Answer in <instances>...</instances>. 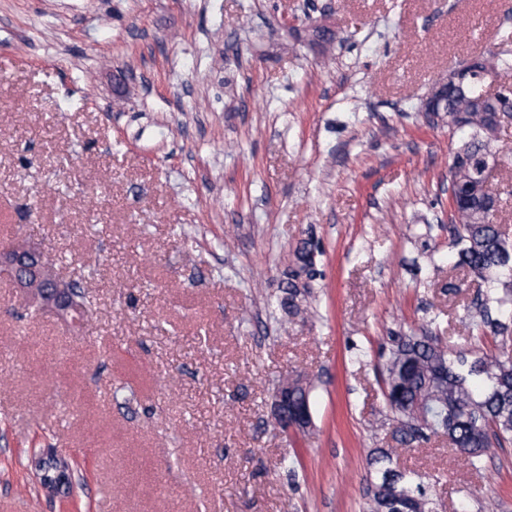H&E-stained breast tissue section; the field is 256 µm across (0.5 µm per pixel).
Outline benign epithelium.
<instances>
[{
  "instance_id": "benign-epithelium-1",
  "label": "benign epithelium",
  "mask_w": 512,
  "mask_h": 512,
  "mask_svg": "<svg viewBox=\"0 0 512 512\" xmlns=\"http://www.w3.org/2000/svg\"><path fill=\"white\" fill-rule=\"evenodd\" d=\"M469 76L468 64L448 68V75L438 82L423 102L422 110L431 121L440 118V105L446 101L448 89L461 84ZM0 276L12 282L25 306L50 313L69 324L86 325L88 308L78 303L76 282L62 277L45 258V251L24 239L0 242ZM293 378L277 386L274 420L285 429L306 431L312 426L306 404L294 400Z\"/></svg>"
}]
</instances>
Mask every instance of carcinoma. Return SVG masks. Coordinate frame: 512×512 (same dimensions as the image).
<instances>
[{
  "instance_id": "1",
  "label": "carcinoma",
  "mask_w": 512,
  "mask_h": 512,
  "mask_svg": "<svg viewBox=\"0 0 512 512\" xmlns=\"http://www.w3.org/2000/svg\"><path fill=\"white\" fill-rule=\"evenodd\" d=\"M487 67H512L506 55L481 57L470 65L471 77L448 96L444 117L448 126L464 131L450 169L457 186L458 222L448 225L462 267L486 284L483 298L470 307L471 325L481 336H507L512 324L503 320L512 309V272L504 261L512 260V241L495 222L493 201L474 187L465 159H481L493 140L498 124L493 112L481 109L479 73ZM315 276L314 248L309 241L295 252V267L288 273V296L280 305L288 314L300 312L297 298L310 288ZM384 396L399 425L400 443L426 442L443 435L448 447L465 454L469 464L483 466L485 452L512 444V358L500 359L478 352L450 349L425 333L391 337L383 354ZM395 449H382L367 495L366 512H436V502L414 470L394 463Z\"/></svg>"
}]
</instances>
